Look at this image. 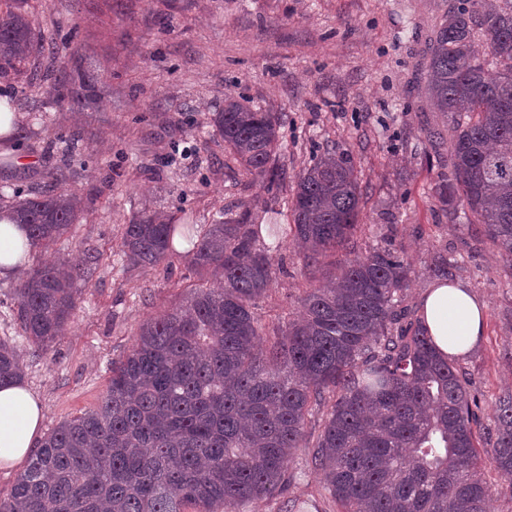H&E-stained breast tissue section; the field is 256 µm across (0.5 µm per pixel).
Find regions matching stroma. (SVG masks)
<instances>
[{
	"label": "stroma",
	"mask_w": 512,
	"mask_h": 512,
	"mask_svg": "<svg viewBox=\"0 0 512 512\" xmlns=\"http://www.w3.org/2000/svg\"><path fill=\"white\" fill-rule=\"evenodd\" d=\"M450 0H25L34 28L55 33L36 63L0 75V97L27 99L13 144L22 165L0 156V207L14 192L47 185L77 193L84 215L46 259L98 265L68 326L33 352L12 316L15 280H0V337L24 355V380L45 406L44 431L98 406L113 361L144 322L178 306L198 286L185 255L154 267L127 262L126 224L146 214L206 225L251 210L273 219L299 172L325 149L348 152L363 200L357 251L401 250L412 267L406 302L417 310L440 255L453 281L486 307L478 348L459 366L482 395L485 419L512 391V268L482 225L449 220L433 193L448 171L451 122L425 97L434 31ZM89 79L81 104L59 97L76 75ZM275 113L283 147L274 185L247 173L212 125L225 98ZM253 309L266 333L297 318L309 283L292 243ZM324 417L307 424L316 442ZM309 447L289 463L285 499L250 512H336L310 469Z\"/></svg>",
	"instance_id": "35a3bbf8"
}]
</instances>
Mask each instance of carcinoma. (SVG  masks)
<instances>
[{
    "label": "carcinoma",
    "instance_id": "1",
    "mask_svg": "<svg viewBox=\"0 0 512 512\" xmlns=\"http://www.w3.org/2000/svg\"><path fill=\"white\" fill-rule=\"evenodd\" d=\"M44 40L28 15L0 8V74ZM478 41L489 49L483 59ZM428 70L429 104L453 125L448 176L435 193L451 218L483 225L512 268V0H454ZM212 122L245 171L280 180L274 113L228 100ZM362 198L351 156L327 150L284 200L289 221L271 230L316 271L337 250L351 252ZM13 209L35 252L69 232L82 200L18 194ZM176 237L193 245L189 265L211 286L140 327L99 405L47 434L0 512H243L280 492L316 410L326 419L311 465L339 512H487L495 491L481 473V440L512 495V392L497 397L494 425L485 424L472 379L403 306L411 267L396 249L339 261L302 299L301 318L265 339L253 306L274 256L251 214L198 233L144 215L126 225L123 253L157 265ZM89 278L79 265L37 263L22 274L15 321L34 351L64 334ZM23 375L17 345L0 338V384Z\"/></svg>",
    "mask_w": 512,
    "mask_h": 512
}]
</instances>
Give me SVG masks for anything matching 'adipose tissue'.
I'll use <instances>...</instances> for the list:
<instances>
[{
	"label": "adipose tissue",
	"instance_id": "adipose-tissue-1",
	"mask_svg": "<svg viewBox=\"0 0 512 512\" xmlns=\"http://www.w3.org/2000/svg\"><path fill=\"white\" fill-rule=\"evenodd\" d=\"M27 229L9 209L0 210V278L8 279L28 264ZM423 326L437 351L462 358L473 353L485 326V307L469 288L458 282L439 281L425 292L420 309ZM45 409L23 382L0 386V467L26 461L41 436Z\"/></svg>",
	"mask_w": 512,
	"mask_h": 512
}]
</instances>
